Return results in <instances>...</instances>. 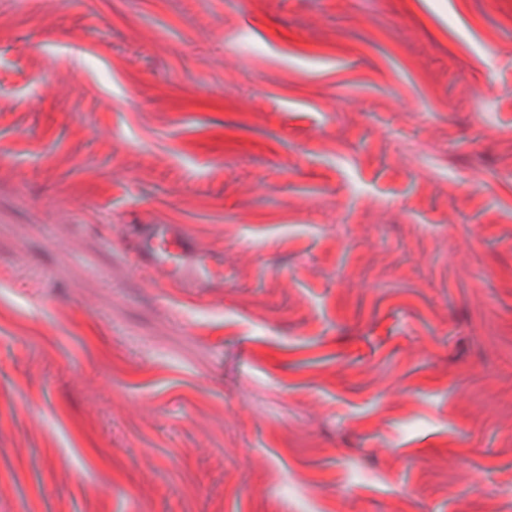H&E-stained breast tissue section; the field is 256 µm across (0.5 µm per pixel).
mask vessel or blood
<instances>
[{
  "mask_svg": "<svg viewBox=\"0 0 512 512\" xmlns=\"http://www.w3.org/2000/svg\"><path fill=\"white\" fill-rule=\"evenodd\" d=\"M121 231L133 240L135 268L151 271L163 282L182 288L223 284V263L213 261L181 226L133 224L122 226Z\"/></svg>",
  "mask_w": 512,
  "mask_h": 512,
  "instance_id": "1",
  "label": "vessel or blood"
}]
</instances>
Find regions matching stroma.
I'll use <instances>...</instances> for the list:
<instances>
[{"instance_id": "stroma-1", "label": "stroma", "mask_w": 512, "mask_h": 512, "mask_svg": "<svg viewBox=\"0 0 512 512\" xmlns=\"http://www.w3.org/2000/svg\"><path fill=\"white\" fill-rule=\"evenodd\" d=\"M0 512H512V0H0ZM133 240L132 262L163 282L180 288H212L224 284V262H215L181 226L127 224L119 226ZM191 282V283H189Z\"/></svg>"}]
</instances>
